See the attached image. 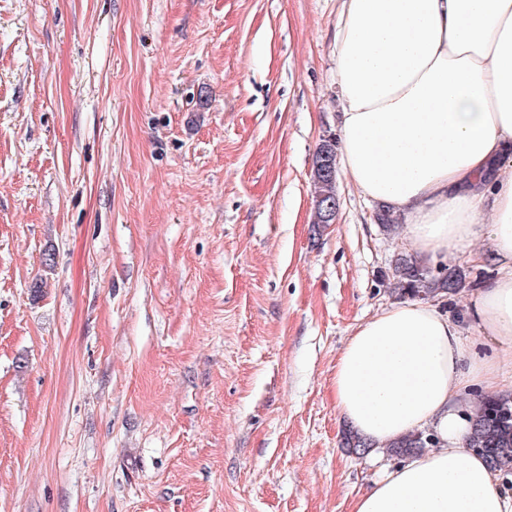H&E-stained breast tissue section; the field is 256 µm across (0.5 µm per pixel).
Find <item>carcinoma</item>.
Here are the masks:
<instances>
[{"instance_id": "obj_1", "label": "carcinoma", "mask_w": 512, "mask_h": 512, "mask_svg": "<svg viewBox=\"0 0 512 512\" xmlns=\"http://www.w3.org/2000/svg\"><path fill=\"white\" fill-rule=\"evenodd\" d=\"M315 198L324 200L336 196V184L313 174ZM394 292L401 298L428 300L440 293H457L464 287L465 275L459 268L441 267L433 272L407 254L395 259L392 273ZM431 443L426 432L412 433L390 444L388 451L397 457L418 452ZM342 445L366 453L371 442L355 430L342 431ZM467 446L485 456L491 468L512 466V396H486L480 400L472 420Z\"/></svg>"}]
</instances>
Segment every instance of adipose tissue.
I'll list each match as a JSON object with an SVG mask.
<instances>
[{"mask_svg":"<svg viewBox=\"0 0 512 512\" xmlns=\"http://www.w3.org/2000/svg\"><path fill=\"white\" fill-rule=\"evenodd\" d=\"M336 82L346 179L426 263L484 239L498 269L459 317L403 301L349 337L333 380L342 417L379 448L436 437L353 512H512L466 446L472 391L503 393L512 366V0H342ZM467 324L489 349L465 341Z\"/></svg>","mask_w":512,"mask_h":512,"instance_id":"ef3b65f1","label":"adipose tissue"}]
</instances>
